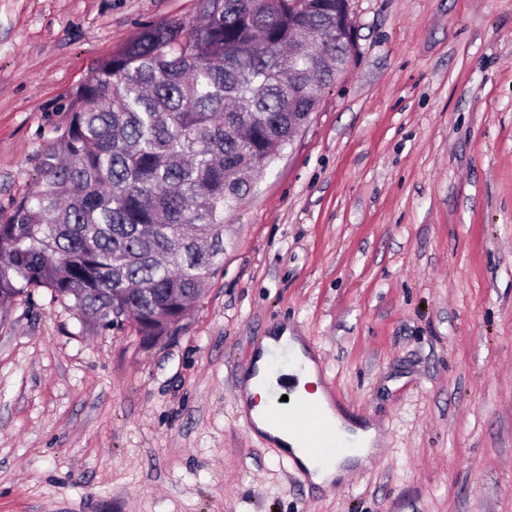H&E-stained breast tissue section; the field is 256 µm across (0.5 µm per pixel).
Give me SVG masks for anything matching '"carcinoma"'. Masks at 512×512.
Wrapping results in <instances>:
<instances>
[{
	"label": "carcinoma",
	"mask_w": 512,
	"mask_h": 512,
	"mask_svg": "<svg viewBox=\"0 0 512 512\" xmlns=\"http://www.w3.org/2000/svg\"><path fill=\"white\" fill-rule=\"evenodd\" d=\"M199 0L203 22L148 24L74 95L31 191L0 213V305L32 288L83 322L162 336L224 270V208L288 145L354 23L344 0ZM308 28L314 50L297 41Z\"/></svg>",
	"instance_id": "cac0c4a2"
}]
</instances>
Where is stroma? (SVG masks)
<instances>
[{"instance_id": "obj_1", "label": "stroma", "mask_w": 512, "mask_h": 512, "mask_svg": "<svg viewBox=\"0 0 512 512\" xmlns=\"http://www.w3.org/2000/svg\"><path fill=\"white\" fill-rule=\"evenodd\" d=\"M356 45L224 211V270L167 335L0 306V512H512V0H351ZM199 0H0V212L77 88ZM306 337L378 425L332 490L254 437L263 336Z\"/></svg>"}]
</instances>
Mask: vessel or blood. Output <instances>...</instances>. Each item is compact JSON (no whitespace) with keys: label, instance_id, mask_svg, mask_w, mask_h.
<instances>
[{"label":"vessel or blood","instance_id":"1","mask_svg":"<svg viewBox=\"0 0 512 512\" xmlns=\"http://www.w3.org/2000/svg\"><path fill=\"white\" fill-rule=\"evenodd\" d=\"M298 366L297 359L287 348L273 351L269 373L275 376L276 383L269 388V417L280 427L296 431L305 437L310 460L323 467L328 460L357 450L358 443L354 440L336 439L330 422L322 415L312 413L302 403L284 400V393L292 389L291 372Z\"/></svg>","mask_w":512,"mask_h":512}]
</instances>
